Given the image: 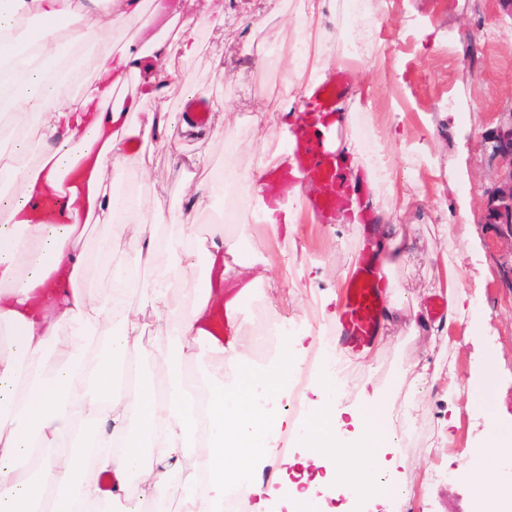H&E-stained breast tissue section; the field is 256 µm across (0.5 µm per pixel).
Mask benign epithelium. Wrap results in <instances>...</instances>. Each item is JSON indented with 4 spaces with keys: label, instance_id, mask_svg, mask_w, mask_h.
<instances>
[{
    "label": "benign epithelium",
    "instance_id": "7a95c632",
    "mask_svg": "<svg viewBox=\"0 0 512 512\" xmlns=\"http://www.w3.org/2000/svg\"><path fill=\"white\" fill-rule=\"evenodd\" d=\"M492 156L507 162L498 184L487 198V217L496 224L499 239L506 245L502 263L509 287L512 288V113L508 122L499 126L493 138Z\"/></svg>",
    "mask_w": 512,
    "mask_h": 512
}]
</instances>
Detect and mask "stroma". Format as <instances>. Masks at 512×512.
I'll use <instances>...</instances> for the list:
<instances>
[{"mask_svg": "<svg viewBox=\"0 0 512 512\" xmlns=\"http://www.w3.org/2000/svg\"><path fill=\"white\" fill-rule=\"evenodd\" d=\"M230 0H182L181 9L200 21L198 52L178 62L189 84H174L169 99L179 105L190 93H203L214 105L213 124L224 129L212 137L209 128L180 135L171 146L146 147L149 172L130 163L111 171L115 190L137 193L143 204V219L152 222L157 200H165L169 224L160 226V236L177 234L179 228L207 232L215 213L223 211L224 197L209 207H199L183 190L185 172L181 159L194 158L197 178L211 170H224V144L238 146L235 165L239 172L255 170L278 149L276 132L286 116L268 115V125L256 127L249 116L255 104L276 103L286 86L282 60L296 42L293 23L303 0H286L282 16L263 31L253 30L239 14L229 13ZM382 22L381 39L398 48L400 65L391 60L371 64L351 62L353 93L359 94L355 114L356 137L379 138L391 159V179L373 181L367 168L354 164L353 177L366 198L376 201L367 220L359 224L319 225L299 217L288 237L273 238L266 225L242 219L230 230L242 237L244 255L265 258L266 273L285 279L290 292L286 304L268 305L265 283L224 275L225 299H238L236 335L248 346L252 365L271 366L277 351L255 350L256 321L270 312L282 320L288 332L305 328L312 333L315 349L335 347L336 339L320 334V327L334 321L333 291L344 280L363 235H376L379 214L395 219L411 242L405 264L390 273L392 293L400 295L406 309H428L434 288L445 265L460 266L462 284L479 292L478 334L463 339L458 326L447 335L428 340L413 335L406 322L382 328L383 343L373 345L368 369L344 366L343 391L338 410L380 403L402 407L418 401L412 434L402 450L400 473L407 478L405 497L387 498L384 505L364 502L365 512H473L475 497L454 472L463 466L462 453L486 428L481 411L466 409L458 399L460 425L444 429L448 402L443 388L449 374L466 384L485 341L498 353L497 408L504 423L512 427V288L506 286L500 267V244L496 228L489 224L486 201L506 166L492 156L491 141L500 125L512 117V15L500 0H372ZM224 23H217V16ZM253 39L268 66L238 58L237 45ZM224 58L225 78L213 70L214 55ZM249 96H242L240 86ZM423 194L421 212H401L402 193ZM463 207L465 217L449 220L448 207ZM428 364L437 381L421 394L404 372L414 364Z\"/></svg>", "mask_w": 512, "mask_h": 512, "instance_id": "obj_1", "label": "stroma"}]
</instances>
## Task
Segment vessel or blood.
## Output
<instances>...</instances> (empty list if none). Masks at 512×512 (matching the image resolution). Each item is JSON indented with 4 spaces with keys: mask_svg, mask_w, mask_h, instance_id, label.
Segmentation results:
<instances>
[{
    "mask_svg": "<svg viewBox=\"0 0 512 512\" xmlns=\"http://www.w3.org/2000/svg\"><path fill=\"white\" fill-rule=\"evenodd\" d=\"M350 75L340 69L326 81L309 87L303 94L301 110L290 118L293 142L281 160L264 169L261 181L266 203L276 219H283L288 205L302 207L318 224H340L353 213L355 193L351 165L337 150L325 143L341 119L336 102L348 89ZM317 181L328 186L325 194H311L306 183ZM47 221L82 223V215L59 213L47 199L34 201ZM375 243L365 239L359 245L355 262L341 286L336 320L332 329L344 351L359 353L377 340L388 295V277L374 264Z\"/></svg>",
    "mask_w": 512,
    "mask_h": 512,
    "instance_id": "1",
    "label": "vessel or blood"
}]
</instances>
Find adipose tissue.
Instances as JSON below:
<instances>
[{"instance_id": "obj_1", "label": "adipose tissue", "mask_w": 512, "mask_h": 512, "mask_svg": "<svg viewBox=\"0 0 512 512\" xmlns=\"http://www.w3.org/2000/svg\"><path fill=\"white\" fill-rule=\"evenodd\" d=\"M0 10V53L14 52L9 38L15 18L32 11L44 20L31 44L47 58L60 41H97L115 26L146 27V0H8ZM338 0H307L295 23L302 35L289 59V73L308 83L323 80L332 65L344 58L327 51L329 37L321 27L325 14L335 13ZM174 37L157 35L149 51L127 43L118 55H88L79 71L81 92L70 98L45 87L37 67H29L14 97L25 112L40 119L41 163L30 170L11 163L0 165V183H18L20 197L0 199V512H110L114 500L137 497L130 474L142 476L146 488L163 502H176V512H222L224 487L232 480L250 486L254 497L245 512H316L313 489L282 478L280 489H264L262 472L275 461L278 449L271 439L284 421L249 407L251 392L279 394L300 368L301 339L284 337L279 358L268 370L244 360L238 341L229 344L224 365L213 375L217 387L192 383L187 368L209 350L204 326L211 313L235 317L236 301L225 300L220 273L225 264L250 271L254 261L243 255L237 236L223 224L206 235L184 231L159 239L155 227L141 220V199L114 192L107 171L143 160L147 143H172L176 132H195L191 116L172 112L166 99L170 84L180 76L177 55L197 49L199 22L173 16ZM147 71L145 99L150 110L127 102L112 106L117 85L126 73ZM84 164L86 192L78 205L87 216L83 224H46L29 202L57 190L63 177ZM132 231V246L122 249L110 237L115 221ZM99 234L100 250L122 276L110 303H100L85 288L93 260L85 249L90 231ZM172 255L158 260L160 252ZM205 258L213 278L193 292L189 312L172 319L168 297L172 288ZM152 279L144 300L156 317L152 341L146 326L127 305L124 288L140 283L144 272ZM460 273L446 268L444 288L448 312L443 324L414 315L424 333L437 335L442 325L458 324L465 334L474 330L475 298L462 286ZM117 320L113 330L105 324ZM167 356L163 379L146 377L145 361L152 352ZM495 356L487 354L467 385L449 377V398L466 396L468 404L495 391ZM319 402L310 409L300 431L303 446L299 464L324 470V483L340 488L346 498L368 497L382 476L396 477L401 448L382 434L394 413L366 407L341 414L336 410L338 387L333 372H318ZM92 423L97 433L95 456L74 448L79 428ZM352 426L355 439L343 445L337 438ZM205 447L196 461L198 475L178 486H162L156 466H172L186 448ZM503 439L495 409L487 411L484 443L467 447L470 463L457 475L477 498L500 495L496 473Z\"/></svg>"}]
</instances>
